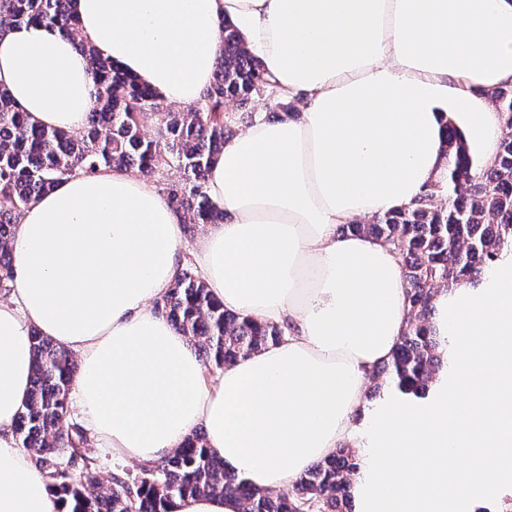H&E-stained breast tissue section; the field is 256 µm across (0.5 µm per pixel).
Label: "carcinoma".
I'll return each mask as SVG.
<instances>
[{
  "instance_id": "1",
  "label": "carcinoma",
  "mask_w": 512,
  "mask_h": 512,
  "mask_svg": "<svg viewBox=\"0 0 512 512\" xmlns=\"http://www.w3.org/2000/svg\"><path fill=\"white\" fill-rule=\"evenodd\" d=\"M71 2L0 0V29L37 24L71 38L88 57L95 84L87 125L78 134L32 123L0 86L1 299L13 288L9 243L14 224L62 178L92 175L103 167L152 174L167 202L182 214L184 232L192 235L203 224L224 222V210L207 193V172L235 128L253 122L252 104L263 100L278 113L294 112V103L281 98L262 60L229 21L203 105L176 109L95 54L81 36ZM491 98L502 116L494 166H484L461 131L448 124L443 136L447 187H430L408 208L341 227L344 233L384 240L402 266L408 322L391 357L372 371L376 388L391 378L401 392L425 396L449 362L448 337L434 322L438 295L471 287L503 253L512 252V86L498 88ZM149 125L152 136L146 133ZM170 170L176 179L164 177ZM157 308L206 362L219 368L285 335L281 325L224 309L189 264ZM33 344L32 386L14 431L33 451L32 461L46 474L63 512H172L176 499L192 495L234 498L242 512H349V490L361 471V458L349 445L313 465L287 495L259 491L226 472L197 433L175 454L142 466L134 477L115 475L103 487L97 461L87 451L88 430L77 424L62 427L77 372L72 356L37 332Z\"/></svg>"
}]
</instances>
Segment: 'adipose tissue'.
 <instances>
[{
	"label": "adipose tissue",
	"instance_id": "1",
	"mask_svg": "<svg viewBox=\"0 0 512 512\" xmlns=\"http://www.w3.org/2000/svg\"><path fill=\"white\" fill-rule=\"evenodd\" d=\"M95 53L197 104L224 21L300 112L255 119L225 141L207 191L231 216L193 259L225 309L285 326L280 342L207 379L158 314L181 266L182 218L152 181L76 173L13 228L15 288L0 302V512H61L14 434L28 398L32 332L74 353L72 401L91 442L152 462L196 429L226 471L290 486L348 441L369 377L407 325L389 246L336 228L411 206L445 181L443 127L493 164V90L512 84V0H74ZM0 85L48 127L80 132L92 106L87 57L34 25L0 32Z\"/></svg>",
	"mask_w": 512,
	"mask_h": 512
}]
</instances>
